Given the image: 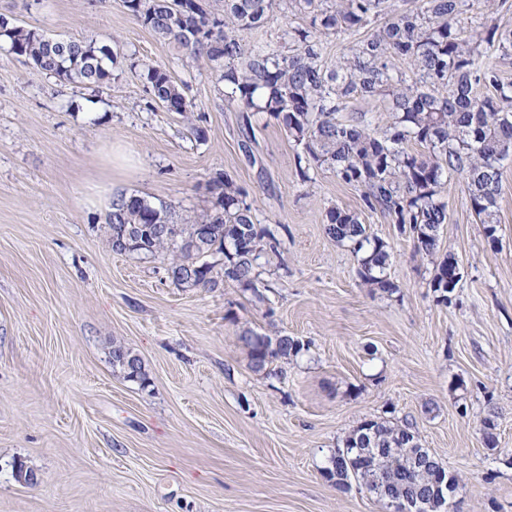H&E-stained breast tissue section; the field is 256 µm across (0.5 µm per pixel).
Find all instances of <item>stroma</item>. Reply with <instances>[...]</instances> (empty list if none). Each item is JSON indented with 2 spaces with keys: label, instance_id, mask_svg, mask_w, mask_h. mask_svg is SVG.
<instances>
[{
  "label": "stroma",
  "instance_id": "obj_1",
  "mask_svg": "<svg viewBox=\"0 0 512 512\" xmlns=\"http://www.w3.org/2000/svg\"><path fill=\"white\" fill-rule=\"evenodd\" d=\"M0 15L119 60L95 92L0 49V512H387L321 473L382 418L413 422L457 477L455 512H512V161L494 237L465 180L447 188L437 253L455 255L462 278L442 304L430 257L331 168L301 174L302 146L265 114L245 157L212 62L185 59L123 0H0ZM484 24L512 30V0H475L459 22L466 37ZM147 65L197 112L154 102ZM218 170L280 242L264 301L230 280L175 285L162 259L112 250V183L184 216L210 207ZM336 207L388 244L396 292L365 284L355 253L326 236ZM246 328L309 349L256 373ZM116 342L141 357L146 383L113 367ZM17 460L36 483L14 478Z\"/></svg>",
  "mask_w": 512,
  "mask_h": 512
}]
</instances>
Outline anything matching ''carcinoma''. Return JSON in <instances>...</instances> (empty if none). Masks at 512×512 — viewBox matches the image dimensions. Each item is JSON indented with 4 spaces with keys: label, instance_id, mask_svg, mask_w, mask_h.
I'll return each instance as SVG.
<instances>
[{
    "label": "carcinoma",
    "instance_id": "cac0c4a2",
    "mask_svg": "<svg viewBox=\"0 0 512 512\" xmlns=\"http://www.w3.org/2000/svg\"><path fill=\"white\" fill-rule=\"evenodd\" d=\"M284 0H224L216 10L206 0H124L125 6L155 35L177 43L193 58L218 65L224 96L243 113L240 148L252 158L253 126L249 113L262 112L288 136L305 146L302 176L328 165L346 184L364 188L363 203L412 237L416 252L436 253L438 231L448 222L443 193L455 175L467 181L470 205L487 236L495 231L501 164L512 157V84L483 61L490 51L512 54V30L486 27L465 37L457 26L468 0H422L403 7L397 0H289L311 15L310 26L288 27V53L256 50L247 35L264 27ZM384 17L366 38L350 47L334 68L322 64V37L355 32ZM0 42L40 72L72 84L100 87L112 78L117 56L93 40H67L62 56L40 31L13 26L0 17ZM410 62L411 75L396 73L395 61ZM146 91L169 111L197 109L165 69L144 67ZM491 92L480 94L477 87ZM355 96L385 99L392 122L383 130L336 120ZM422 147L410 152L404 144ZM211 209L178 220L172 206L154 205L131 195L112 203L108 227L112 250L119 254L167 256L172 281L184 287L215 288L228 279L252 291L260 301L262 254L278 253L279 240L254 222L245 192L225 172L207 182ZM155 224L164 233L149 232ZM325 231L338 244L360 255L359 276L389 292L391 254L367 233L358 214L339 208L327 214ZM224 256L222 263L212 260ZM461 280L457 260L446 254L434 262L431 287L448 302ZM255 372L271 373L278 360L296 357L309 346L286 334L269 336L246 329L238 336ZM112 364L133 381H145L142 362L122 344H112ZM422 447L416 426L405 420H368L346 437L323 468L325 479L339 489L352 484L379 501L407 500L416 512H447L457 479Z\"/></svg>",
    "mask_w": 512,
    "mask_h": 512
}]
</instances>
